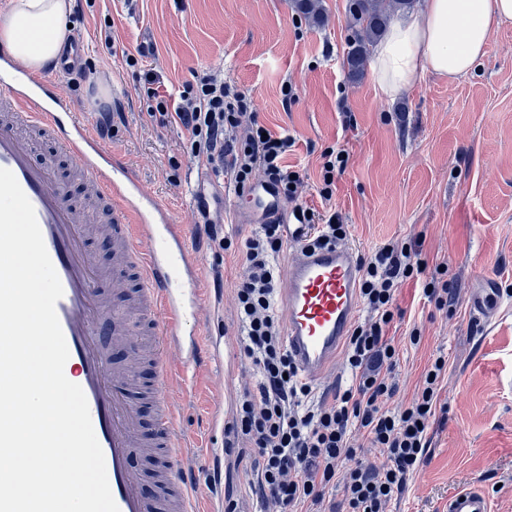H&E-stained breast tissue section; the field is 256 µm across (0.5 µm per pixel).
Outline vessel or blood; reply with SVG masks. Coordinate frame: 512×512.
<instances>
[{"instance_id": "vessel-or-blood-1", "label": "vessel or blood", "mask_w": 512, "mask_h": 512, "mask_svg": "<svg viewBox=\"0 0 512 512\" xmlns=\"http://www.w3.org/2000/svg\"><path fill=\"white\" fill-rule=\"evenodd\" d=\"M35 129L53 140L82 172L85 196L103 213L92 226L83 208L69 204L52 164L35 162ZM0 168L10 170L31 201L44 243L63 287L56 313L67 343L66 377L87 398L96 438L119 512H221L213 493L220 469L197 477L185 462L181 407L175 389H187L190 374L224 360V339L205 335L200 315L212 299L205 283L197 235L200 221L178 223L171 208L124 161L112 156L98 135L60 94L45 95L29 81L26 66L0 54ZM248 203L231 208L244 223L280 220L286 226L284 286L278 304L285 345L303 377L326 381L342 355L361 310L362 267L356 248L329 241L303 242L305 227L264 183ZM112 242L113 270H105L91 245L94 234ZM473 315L497 312L494 286L470 298ZM149 336L157 370L147 386L156 405L155 430L144 433L132 392L138 384L135 357L140 336ZM122 345L121 363L108 358V343ZM163 454L155 493H146L133 472L136 453ZM446 512H491L487 494L461 489Z\"/></svg>"}]
</instances>
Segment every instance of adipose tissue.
<instances>
[{
	"label": "adipose tissue",
	"instance_id": "obj_1",
	"mask_svg": "<svg viewBox=\"0 0 512 512\" xmlns=\"http://www.w3.org/2000/svg\"><path fill=\"white\" fill-rule=\"evenodd\" d=\"M71 0H7L0 43L35 72L61 53ZM512 22V0H424L419 14L391 25L373 64L374 82L396 98L424 74L455 81L486 55L494 30Z\"/></svg>",
	"mask_w": 512,
	"mask_h": 512
}]
</instances>
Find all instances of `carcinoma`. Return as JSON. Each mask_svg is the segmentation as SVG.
Returning a JSON list of instances; mask_svg holds the SVG:
<instances>
[{
  "mask_svg": "<svg viewBox=\"0 0 512 512\" xmlns=\"http://www.w3.org/2000/svg\"><path fill=\"white\" fill-rule=\"evenodd\" d=\"M414 0H347L346 13L353 30L343 65L351 81L358 80L371 49L386 32L392 18L413 7ZM297 9L309 20H323L321 0H297Z\"/></svg>",
  "mask_w": 512,
  "mask_h": 512,
  "instance_id": "obj_1",
  "label": "carcinoma"
}]
</instances>
